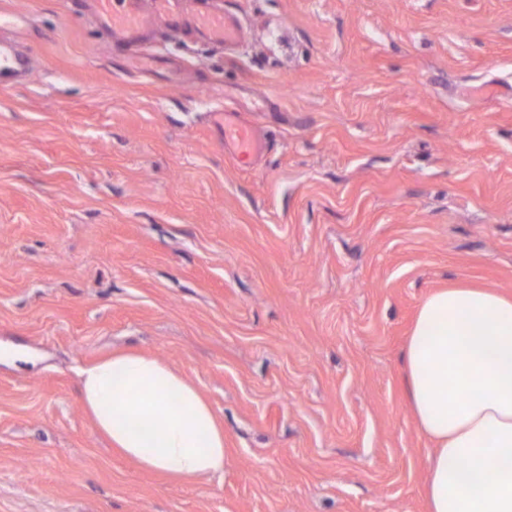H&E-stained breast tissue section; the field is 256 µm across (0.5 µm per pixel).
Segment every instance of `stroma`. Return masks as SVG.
Masks as SVG:
<instances>
[{"instance_id":"35a3bbf8","label":"stroma","mask_w":512,"mask_h":512,"mask_svg":"<svg viewBox=\"0 0 512 512\" xmlns=\"http://www.w3.org/2000/svg\"><path fill=\"white\" fill-rule=\"evenodd\" d=\"M216 2L234 50L138 69L71 0H0L35 54L0 90V512H427L403 353L432 291L512 295V0ZM127 348L212 405L223 477L96 431L77 370ZM209 112H212L213 121L224 128V146L232 147L233 159L239 165L252 164L262 150V142L253 125L239 118L237 111L229 106Z\"/></svg>"}]
</instances>
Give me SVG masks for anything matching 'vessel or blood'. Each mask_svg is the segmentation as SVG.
<instances>
[{"label":"vessel or blood","mask_w":512,"mask_h":512,"mask_svg":"<svg viewBox=\"0 0 512 512\" xmlns=\"http://www.w3.org/2000/svg\"><path fill=\"white\" fill-rule=\"evenodd\" d=\"M99 22L111 31L117 47L130 51L140 65H150L152 57L143 48L150 33L176 32L192 27L216 46L236 44L241 36L240 25L228 11H193L183 0H91ZM33 58L17 40L0 37V87L9 88L16 76L28 73ZM213 120L224 129V143L232 147L238 164L250 165L262 150L252 124L239 118L235 109L219 108Z\"/></svg>","instance_id":"1"}]
</instances>
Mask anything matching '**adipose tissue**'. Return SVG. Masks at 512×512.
<instances>
[{
  "mask_svg": "<svg viewBox=\"0 0 512 512\" xmlns=\"http://www.w3.org/2000/svg\"><path fill=\"white\" fill-rule=\"evenodd\" d=\"M407 395L436 445L428 512H512V296L442 288L421 304ZM82 403L112 448L181 483L223 475L224 429L179 370L119 351L80 369Z\"/></svg>",
  "mask_w": 512,
  "mask_h": 512,
  "instance_id": "obj_1",
  "label": "adipose tissue"
}]
</instances>
